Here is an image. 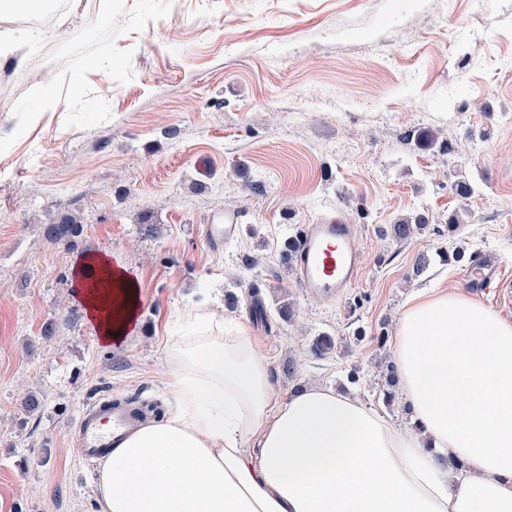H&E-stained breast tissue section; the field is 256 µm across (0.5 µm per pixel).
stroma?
I'll return each mask as SVG.
<instances>
[{"label":"stroma","mask_w":512,"mask_h":512,"mask_svg":"<svg viewBox=\"0 0 512 512\" xmlns=\"http://www.w3.org/2000/svg\"><path fill=\"white\" fill-rule=\"evenodd\" d=\"M15 17L0 14V512H98L78 414L105 394L172 413L165 345L195 305L248 324L278 398L331 386L400 429L384 395L402 309L420 288L468 290L439 249L494 256L476 298L512 320V0H74L26 44ZM66 38L77 50L42 79ZM460 180L477 192L453 194ZM422 210L431 230L380 235ZM227 211L241 230L212 250L205 226ZM336 213L363 270L312 297L279 243ZM90 253L139 285L122 341H103L79 292Z\"/></svg>","instance_id":"obj_1"}]
</instances>
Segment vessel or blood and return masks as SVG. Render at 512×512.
Wrapping results in <instances>:
<instances>
[{
  "mask_svg": "<svg viewBox=\"0 0 512 512\" xmlns=\"http://www.w3.org/2000/svg\"><path fill=\"white\" fill-rule=\"evenodd\" d=\"M240 231L236 214L228 213L223 223L207 228L211 249L223 247ZM296 281L307 294L334 298L352 287L362 266V251L352 225L341 217L323 218L302 225L291 255ZM495 262L486 256L473 262L467 272L471 287H486L494 278ZM157 407L143 400L104 396L80 412L75 429L77 445L87 460L111 454L117 443L156 418Z\"/></svg>",
  "mask_w": 512,
  "mask_h": 512,
  "instance_id": "vessel-or-blood-1",
  "label": "vessel or blood"
}]
</instances>
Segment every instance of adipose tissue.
<instances>
[{
    "label": "adipose tissue",
    "instance_id": "adipose-tissue-1",
    "mask_svg": "<svg viewBox=\"0 0 512 512\" xmlns=\"http://www.w3.org/2000/svg\"><path fill=\"white\" fill-rule=\"evenodd\" d=\"M83 266L95 275L83 299L112 341L139 288L101 256ZM166 352L176 410L104 461L101 512H512V321L475 298L425 288L398 319L410 431L331 388L277 398L247 325L213 313Z\"/></svg>",
    "mask_w": 512,
    "mask_h": 512
}]
</instances>
